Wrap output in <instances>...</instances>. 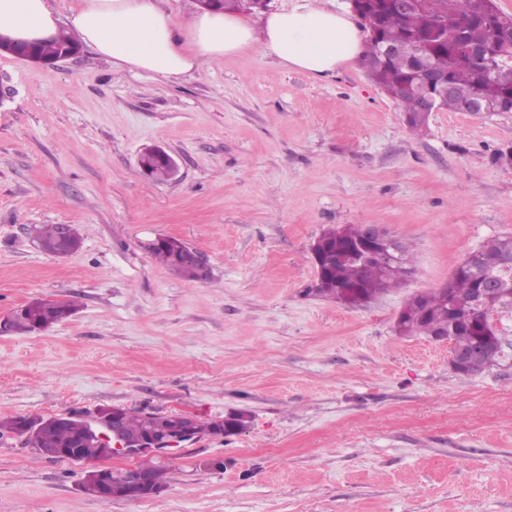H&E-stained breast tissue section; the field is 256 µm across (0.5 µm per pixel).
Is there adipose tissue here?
I'll use <instances>...</instances> for the list:
<instances>
[{
  "instance_id": "adipose-tissue-1",
  "label": "adipose tissue",
  "mask_w": 512,
  "mask_h": 512,
  "mask_svg": "<svg viewBox=\"0 0 512 512\" xmlns=\"http://www.w3.org/2000/svg\"><path fill=\"white\" fill-rule=\"evenodd\" d=\"M63 23L114 71L166 81L255 47L284 66L322 77L362 57L366 45L347 14L324 7L275 11L258 29L232 13L203 11L180 28L159 0H77L63 21L48 0H0V35L45 41Z\"/></svg>"
}]
</instances>
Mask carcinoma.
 Masks as SVG:
<instances>
[{
    "mask_svg": "<svg viewBox=\"0 0 512 512\" xmlns=\"http://www.w3.org/2000/svg\"><path fill=\"white\" fill-rule=\"evenodd\" d=\"M267 0H218L217 8L228 11H255L265 8ZM368 31V43L363 60L369 79L386 93L397 98L406 114L410 129L421 135L428 118L422 115L423 88L414 71V55L423 54L435 71L448 76L452 91L442 99L440 108L459 112L463 103L479 98L490 107L509 102L512 95V15L501 12L494 0H421L409 11L397 8L395 0H363L358 14ZM402 44L409 53L384 59L381 45ZM79 47L76 39L61 31L48 42L33 46L39 57L52 60L70 48ZM142 174L157 181L170 176L167 164L154 156L138 161ZM37 246L44 252L57 255L64 250L59 225L43 224L32 230ZM185 248L181 240L160 236L149 246L150 254L188 281L201 279L198 267L179 256ZM398 262L387 268L378 261H342L331 266L329 283L357 285L368 296H376L403 282L411 270L412 255L408 245L397 242ZM479 271L497 273L512 262V237L495 238L477 249ZM478 276L464 268L455 272L448 298L457 302L458 320L447 325L448 340L458 350L468 349L481 340L490 314L506 301L482 292ZM77 304L71 299H34L16 310L8 319L13 333H33L42 325L49 328L72 316ZM407 313L400 333L403 335L433 336L448 319V309L440 291L411 297L403 306ZM165 427L166 416L156 415L147 420L145 413L127 409L124 412V431L135 440L147 424ZM0 429L17 434L31 431L28 444L36 455L52 457L59 448H72L84 436L86 426L77 420L57 422L49 426L36 424L23 417L0 420Z\"/></svg>",
    "mask_w": 512,
    "mask_h": 512,
    "instance_id": "cac0c4a2",
    "label": "carcinoma"
}]
</instances>
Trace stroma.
I'll list each match as a JSON object with an SVG mask.
<instances>
[{
	"label": "stroma",
	"mask_w": 512,
	"mask_h": 512,
	"mask_svg": "<svg viewBox=\"0 0 512 512\" xmlns=\"http://www.w3.org/2000/svg\"><path fill=\"white\" fill-rule=\"evenodd\" d=\"M173 155L156 181L138 156ZM69 224L79 249L29 229ZM377 224L414 272L363 307L315 294L328 227ZM195 248L189 282L147 249ZM512 236V112L431 114L414 135L360 61L321 78L254 48L177 82L118 74L89 48L53 66L0 51V319L36 298L71 318L0 333V418L102 406L246 429L164 454L156 496L100 503L88 462L0 435V512H512V306L501 355L462 378L451 346L402 336L413 295ZM142 154L152 156H144L138 161L139 170L142 174L154 180L162 181L168 178L170 176L169 168L171 173L178 169V163L175 158L160 147L153 146L146 148ZM59 225L60 224H43L39 227H34L32 230L33 238L37 243V246L42 251L57 255L65 249L62 245L60 236L66 239L71 231L69 248L71 253H73L78 249L80 244V237L77 229L73 227L69 229V224H61L59 235Z\"/></svg>",
	"instance_id": "stroma-1"
}]
</instances>
